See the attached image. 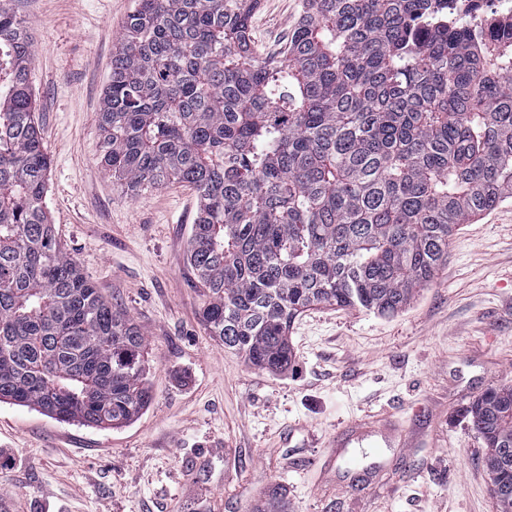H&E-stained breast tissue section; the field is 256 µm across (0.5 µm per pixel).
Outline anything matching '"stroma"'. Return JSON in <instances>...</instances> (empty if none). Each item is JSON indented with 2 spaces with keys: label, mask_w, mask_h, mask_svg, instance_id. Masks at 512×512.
Here are the masks:
<instances>
[{
  "label": "stroma",
  "mask_w": 512,
  "mask_h": 512,
  "mask_svg": "<svg viewBox=\"0 0 512 512\" xmlns=\"http://www.w3.org/2000/svg\"><path fill=\"white\" fill-rule=\"evenodd\" d=\"M9 5L32 34L44 205L63 249L144 333L153 399L119 429L0 403V512H497L467 410L512 383V198L459 225L446 266L398 314L303 313L293 369L270 373L200 322L195 190L132 197L99 165L97 112L134 0ZM301 9L261 0L259 53L281 54ZM361 419L374 436L336 448ZM389 428L412 447L384 442Z\"/></svg>",
  "instance_id": "35a3bbf8"
}]
</instances>
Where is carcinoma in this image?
I'll use <instances>...</instances> for the list:
<instances>
[{"label": "carcinoma", "instance_id": "1", "mask_svg": "<svg viewBox=\"0 0 512 512\" xmlns=\"http://www.w3.org/2000/svg\"><path fill=\"white\" fill-rule=\"evenodd\" d=\"M445 0H304L282 59L260 0H136L98 112L126 192L192 186L187 261L213 339L288 369L312 306L393 316L456 227L512 197V32L472 36ZM28 22L0 3V402L122 427L152 400L144 334L58 243ZM468 413L512 494V384Z\"/></svg>", "mask_w": 512, "mask_h": 512}]
</instances>
